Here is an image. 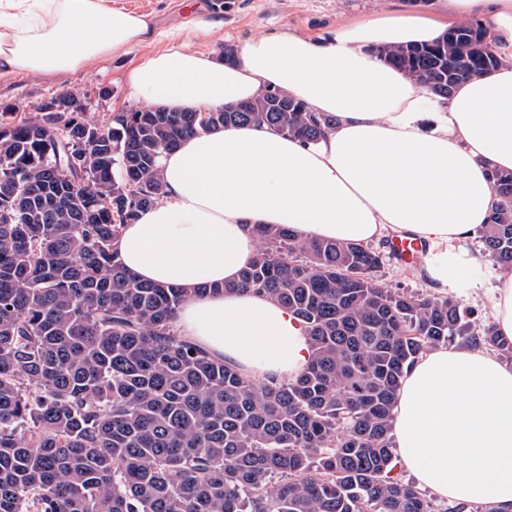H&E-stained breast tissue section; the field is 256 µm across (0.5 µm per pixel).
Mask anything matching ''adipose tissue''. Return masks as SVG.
Wrapping results in <instances>:
<instances>
[{
  "label": "adipose tissue",
  "mask_w": 512,
  "mask_h": 512,
  "mask_svg": "<svg viewBox=\"0 0 512 512\" xmlns=\"http://www.w3.org/2000/svg\"><path fill=\"white\" fill-rule=\"evenodd\" d=\"M465 16L489 18L512 48V0H448L441 16L398 12L320 41L291 31L252 38L226 64L180 43L129 69L133 96L154 107L216 111L278 89L336 119L314 143L239 126L197 133L160 156L164 192L123 226L115 248L139 279L194 289L176 319L184 340L259 379L292 378L308 365L306 327L288 308L246 291L211 292L238 280L258 224L361 244L409 236L427 245L434 292L478 287L487 258L458 243L495 206L488 169L512 170V61L442 101L374 53L433 41ZM185 34L154 31L147 16L109 0H0V74L74 72ZM391 436L433 495L512 512V368L493 354L424 352L403 379Z\"/></svg>",
  "instance_id": "1"
}]
</instances>
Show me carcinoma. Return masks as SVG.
Instances as JSON below:
<instances>
[{
  "label": "carcinoma",
  "instance_id": "obj_1",
  "mask_svg": "<svg viewBox=\"0 0 512 512\" xmlns=\"http://www.w3.org/2000/svg\"><path fill=\"white\" fill-rule=\"evenodd\" d=\"M468 21L430 44L378 46L446 99L497 67L499 38ZM80 112L16 119L0 102V512H435L390 477L406 369L461 338L512 362L491 324L470 333L452 296L383 287V255L255 228L237 283L305 324L309 365L252 378L180 339L191 291L142 282L114 241L163 193L160 155L198 130L252 124L317 142L334 124L284 93L225 112ZM481 241L512 272V172Z\"/></svg>",
  "mask_w": 512,
  "mask_h": 512
}]
</instances>
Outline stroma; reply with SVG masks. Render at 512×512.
I'll return each instance as SVG.
<instances>
[{"mask_svg":"<svg viewBox=\"0 0 512 512\" xmlns=\"http://www.w3.org/2000/svg\"><path fill=\"white\" fill-rule=\"evenodd\" d=\"M112 3L148 15L159 30L180 26L189 14L187 0H112ZM413 6V0H200V14L216 22L218 28L212 32L196 31L187 43L192 49L220 58L225 51H239L247 40L257 36L292 30L321 40L330 37L341 25ZM155 49V44L145 43L91 68L52 78L1 75L0 101L18 104L20 115L27 117L43 100L68 90L89 104L92 119L100 123L109 121L113 113L141 108V101L130 93L126 73L141 56ZM499 272L496 264H488L480 277V287L462 298L463 305L472 311L469 318L472 333H480L492 321L488 294Z\"/></svg>","mask_w":512,"mask_h":512,"instance_id":"1","label":"stroma"}]
</instances>
